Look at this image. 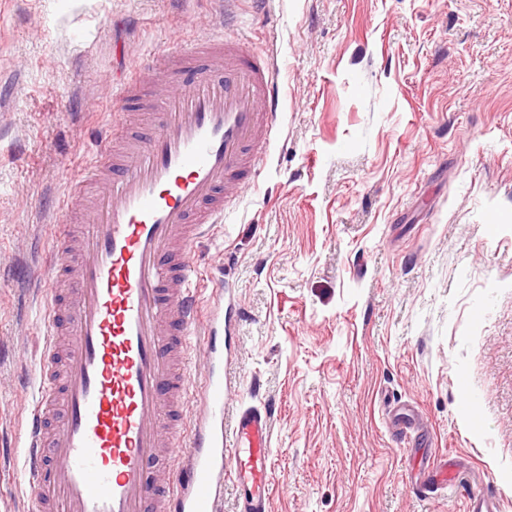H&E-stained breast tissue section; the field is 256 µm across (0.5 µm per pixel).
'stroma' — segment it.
Listing matches in <instances>:
<instances>
[{
	"label": "stroma",
	"mask_w": 512,
	"mask_h": 512,
	"mask_svg": "<svg viewBox=\"0 0 512 512\" xmlns=\"http://www.w3.org/2000/svg\"><path fill=\"white\" fill-rule=\"evenodd\" d=\"M219 9L0 0V512L29 506L64 173L133 112L114 87ZM224 34L279 67L267 161L193 247L239 313L228 410L271 416L270 512H512V0H235Z\"/></svg>",
	"instance_id": "35a3bbf8"
}]
</instances>
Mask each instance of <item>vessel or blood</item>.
I'll return each instance as SVG.
<instances>
[{
  "label": "vessel or blood",
  "instance_id": "b4317fda",
  "mask_svg": "<svg viewBox=\"0 0 512 512\" xmlns=\"http://www.w3.org/2000/svg\"><path fill=\"white\" fill-rule=\"evenodd\" d=\"M149 133L105 132L68 197L84 223L48 225L38 393L25 470L36 512H269L270 417L226 419L224 289L202 296L193 243L224 223L267 155L279 111L270 61L210 31L140 68ZM199 375H191L193 360Z\"/></svg>",
  "mask_w": 512,
  "mask_h": 512
}]
</instances>
